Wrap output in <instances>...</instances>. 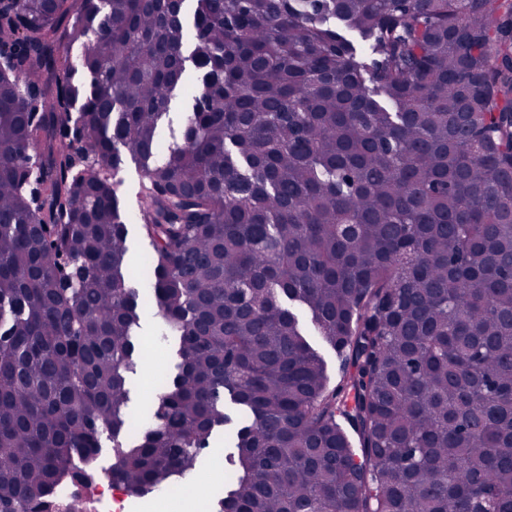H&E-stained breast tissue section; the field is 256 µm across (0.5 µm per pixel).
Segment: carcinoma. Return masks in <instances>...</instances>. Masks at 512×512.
<instances>
[{
	"instance_id": "cac0c4a2",
	"label": "carcinoma",
	"mask_w": 512,
	"mask_h": 512,
	"mask_svg": "<svg viewBox=\"0 0 512 512\" xmlns=\"http://www.w3.org/2000/svg\"><path fill=\"white\" fill-rule=\"evenodd\" d=\"M0 53V512L104 437L135 494L192 479L227 401L217 512H512V0H11ZM128 158L177 340L134 433ZM120 176L123 179L121 189L124 196L126 210L137 211L138 191L140 183L142 182V172L139 169L138 164L128 159ZM296 310L301 318V320L306 323L309 327V330L312 336H309L311 343L313 346L323 355L328 365V369L332 374L333 381H338L340 376V367H341V359L336 355V352L327 346L324 342H322L319 336H316L309 324L308 314L300 307H296Z\"/></svg>"
}]
</instances>
